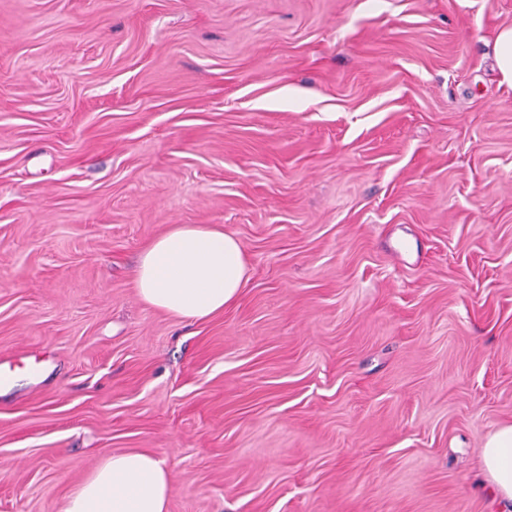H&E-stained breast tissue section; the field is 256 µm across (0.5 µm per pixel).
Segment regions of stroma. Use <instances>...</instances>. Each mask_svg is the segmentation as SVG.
<instances>
[{
	"label": "stroma",
	"instance_id": "stroma-1",
	"mask_svg": "<svg viewBox=\"0 0 512 512\" xmlns=\"http://www.w3.org/2000/svg\"><path fill=\"white\" fill-rule=\"evenodd\" d=\"M512 0H0V512L147 451L167 512H504ZM173 224L239 299L130 286ZM494 51L503 82L512 85V27L502 28L494 41ZM247 280L238 239L212 224H173L143 250L131 286L147 306L195 322L224 312ZM482 480L495 498L512 504V424L501 426L482 449Z\"/></svg>",
	"mask_w": 512,
	"mask_h": 512
}]
</instances>
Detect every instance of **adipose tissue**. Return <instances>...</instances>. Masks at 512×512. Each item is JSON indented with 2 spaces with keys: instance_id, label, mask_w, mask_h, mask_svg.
<instances>
[{
  "instance_id": "ef3b65f1",
  "label": "adipose tissue",
  "mask_w": 512,
  "mask_h": 512,
  "mask_svg": "<svg viewBox=\"0 0 512 512\" xmlns=\"http://www.w3.org/2000/svg\"><path fill=\"white\" fill-rule=\"evenodd\" d=\"M247 280L238 239L212 224H174L143 250L131 286L147 306L183 321L223 313ZM482 480L512 503V424L498 428L482 450ZM168 470L139 450L104 455L68 496L65 512H167Z\"/></svg>"
}]
</instances>
